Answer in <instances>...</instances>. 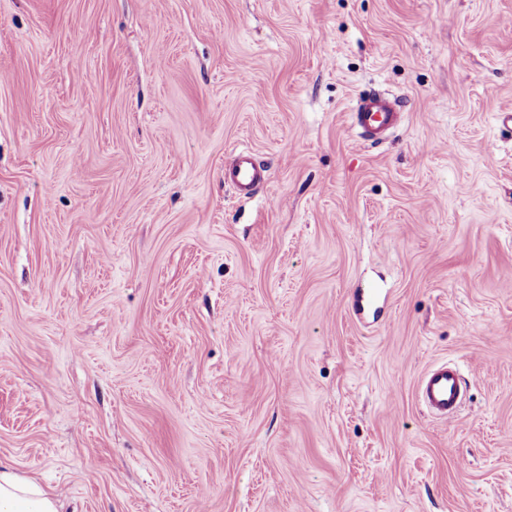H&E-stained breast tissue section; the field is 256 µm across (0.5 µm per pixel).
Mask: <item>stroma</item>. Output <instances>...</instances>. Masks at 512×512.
<instances>
[{
    "mask_svg": "<svg viewBox=\"0 0 512 512\" xmlns=\"http://www.w3.org/2000/svg\"><path fill=\"white\" fill-rule=\"evenodd\" d=\"M505 112L512 0H0V463L65 512H512ZM397 104L382 93L362 100L353 113V126L365 140L378 138L396 127L400 117ZM266 170L249 152L239 153L224 166V182L234 186L240 194L251 195L266 181ZM462 385L457 370L441 364L431 369L423 379L420 396L433 414L448 417L455 414L462 402Z\"/></svg>",
    "mask_w": 512,
    "mask_h": 512,
    "instance_id": "obj_1",
    "label": "stroma"
}]
</instances>
